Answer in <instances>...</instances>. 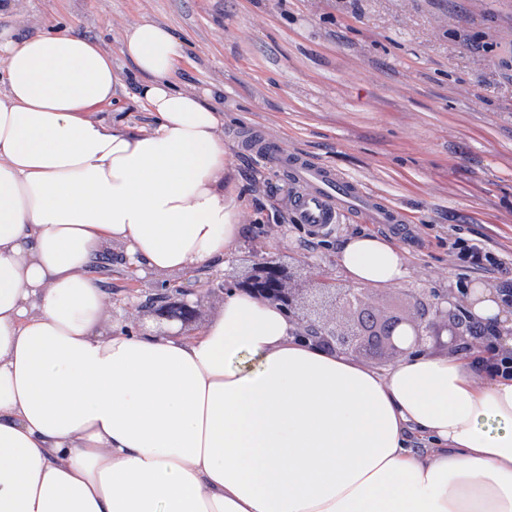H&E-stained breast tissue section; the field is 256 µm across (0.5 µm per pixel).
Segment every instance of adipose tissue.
<instances>
[{
    "label": "adipose tissue",
    "instance_id": "adipose-tissue-1",
    "mask_svg": "<svg viewBox=\"0 0 512 512\" xmlns=\"http://www.w3.org/2000/svg\"><path fill=\"white\" fill-rule=\"evenodd\" d=\"M183 57L145 18L114 54L51 22L0 31V512H512V380L479 351L383 375L235 292L191 339L113 329L88 272L105 244L162 276L240 236L220 114L171 81ZM128 64L147 130L98 115ZM338 260L359 286L408 274L376 235Z\"/></svg>",
    "mask_w": 512,
    "mask_h": 512
}]
</instances>
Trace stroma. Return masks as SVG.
Returning a JSON list of instances; mask_svg holds the SVG:
<instances>
[{
	"label": "stroma",
	"instance_id": "stroma-1",
	"mask_svg": "<svg viewBox=\"0 0 512 512\" xmlns=\"http://www.w3.org/2000/svg\"><path fill=\"white\" fill-rule=\"evenodd\" d=\"M144 16L184 42L174 83L218 92L224 111V191L241 206L242 233L222 269L181 277L213 285L201 321L221 312L225 279L252 253L290 262L296 287H313L312 261L347 288L340 242L380 232L344 216L326 243L304 248L295 183L247 147L261 135L403 210L414 227L399 245L408 275L371 288L380 312L407 310L412 294L512 286V0H14L0 28L23 37L52 21L114 53ZM459 239L490 248L503 272L465 267ZM95 278L113 324L140 331L130 304L162 278L133 274L118 244Z\"/></svg>",
	"mask_w": 512,
	"mask_h": 512
}]
</instances>
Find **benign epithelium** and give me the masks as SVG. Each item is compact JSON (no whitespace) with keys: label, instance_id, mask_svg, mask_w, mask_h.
Listing matches in <instances>:
<instances>
[{"label":"benign epithelium","instance_id":"benign-epithelium-1","mask_svg":"<svg viewBox=\"0 0 512 512\" xmlns=\"http://www.w3.org/2000/svg\"><path fill=\"white\" fill-rule=\"evenodd\" d=\"M318 287L305 296L292 287L291 266L277 256L257 255L250 271L225 282V290L249 295L277 307L302 336L324 349L348 355L372 353L374 337L363 324L376 318L371 296L365 290L339 288L319 265L312 266ZM209 286L196 284L186 288L168 285L154 294L151 315L162 324L177 321L185 326L200 314ZM470 290L462 288L450 299L435 293L429 300L413 299L412 311L383 315L378 319L380 340L397 361L425 350L431 339L450 330L464 335L463 314L471 313Z\"/></svg>","mask_w":512,"mask_h":512}]
</instances>
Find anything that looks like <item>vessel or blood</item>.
<instances>
[{
    "label": "vessel or blood",
    "instance_id": "obj_1",
    "mask_svg": "<svg viewBox=\"0 0 512 512\" xmlns=\"http://www.w3.org/2000/svg\"><path fill=\"white\" fill-rule=\"evenodd\" d=\"M256 151L268 167L288 174L297 184L292 208L300 223L318 227L348 215L387 229L397 238L405 237L408 226L403 213L370 194L358 182L303 155L286 152L272 140L259 142Z\"/></svg>",
    "mask_w": 512,
    "mask_h": 512
}]
</instances>
